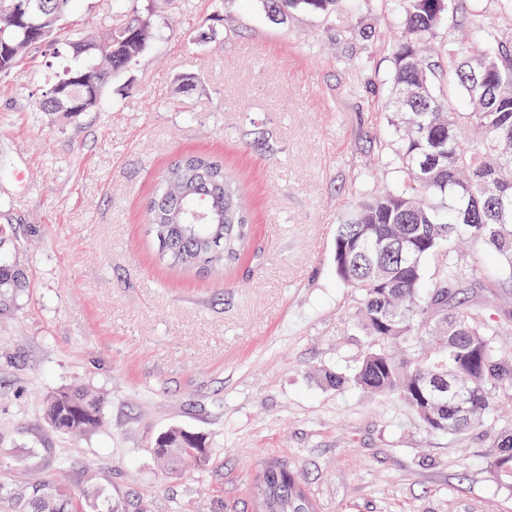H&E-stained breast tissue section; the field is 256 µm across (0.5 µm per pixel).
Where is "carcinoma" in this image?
I'll list each match as a JSON object with an SVG mask.
<instances>
[{"label": "carcinoma", "mask_w": 512, "mask_h": 512, "mask_svg": "<svg viewBox=\"0 0 512 512\" xmlns=\"http://www.w3.org/2000/svg\"><path fill=\"white\" fill-rule=\"evenodd\" d=\"M28 20L0 26V75L12 73L39 45L53 47L64 64L42 91L37 106L56 108L52 89L63 83L71 101L105 106L114 74L136 63L156 37L143 34L149 12L112 0V23L101 37L65 22L82 0H29ZM272 17L293 11L332 15L342 0H262ZM399 0L402 28L390 48L388 98L397 145L395 187L358 185L349 213L336 227V277L350 288L356 325L367 349L347 373H326L338 390L355 386L407 405L434 434L463 435L483 426L501 395L512 396V356L498 339L512 328V313L482 303L483 289L512 283V0ZM455 16L477 41L453 39L444 52L438 34ZM99 74L90 88L81 74ZM148 235L156 261L182 273H222L242 261L250 215L238 177L224 159L204 151L171 161L147 200ZM494 253L495 279L465 272L459 239ZM434 271L427 275L426 263ZM47 423L82 436L103 421L102 401L91 388L61 390L44 403ZM486 463L499 484L512 489V433L494 441ZM202 436L172 428L156 442L164 468L192 463L204 468ZM253 512H317L297 471L265 465L251 484ZM126 512L93 490L71 493L51 481L25 489L0 480V512Z\"/></svg>", "instance_id": "1"}]
</instances>
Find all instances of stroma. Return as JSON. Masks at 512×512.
I'll return each mask as SVG.
<instances>
[{
  "label": "stroma",
  "mask_w": 512,
  "mask_h": 512,
  "mask_svg": "<svg viewBox=\"0 0 512 512\" xmlns=\"http://www.w3.org/2000/svg\"><path fill=\"white\" fill-rule=\"evenodd\" d=\"M150 6L160 36L104 111L36 110L47 48L0 76V255L20 277L0 288V479L79 491L93 476L145 512H251L253 474L278 459L318 512H512L486 470L512 404L436 435L319 378L366 349L333 254L358 183L396 180L382 104L397 0L284 22L261 0ZM196 150L239 174L252 214L250 249L220 278L159 266L147 234L158 174ZM80 385L101 394L102 426L53 432L46 397ZM172 427L207 437L208 466L164 470L154 443Z\"/></svg>",
  "instance_id": "stroma-1"
}]
</instances>
